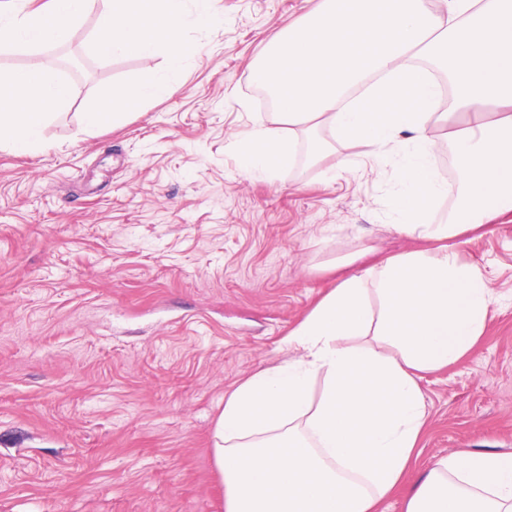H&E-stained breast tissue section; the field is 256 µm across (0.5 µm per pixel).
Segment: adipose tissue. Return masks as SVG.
<instances>
[{
  "instance_id": "1",
  "label": "adipose tissue",
  "mask_w": 512,
  "mask_h": 512,
  "mask_svg": "<svg viewBox=\"0 0 512 512\" xmlns=\"http://www.w3.org/2000/svg\"><path fill=\"white\" fill-rule=\"evenodd\" d=\"M320 0L275 34L252 81L281 119L237 134L238 163L271 178L308 155L359 160L337 144L365 146L390 168L392 228L437 250L386 257L344 275L289 335L296 355L255 372L224 397L213 460L224 512H378L411 467L425 424L424 374L459 362L483 336L493 291L462 262L453 239L512 211V0ZM94 0H52L48 11L13 0L0 13V44L35 49L65 41ZM211 0H110L94 52L143 57L165 50L164 72L112 89L83 114L85 128L119 122L170 96L193 54L187 22L209 24ZM71 103L49 69H0V146L27 153ZM448 125L460 177L458 207L440 224L448 194L433 166L434 129ZM406 512H512V454L459 451L433 461Z\"/></svg>"
}]
</instances>
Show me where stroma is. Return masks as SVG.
<instances>
[{
  "mask_svg": "<svg viewBox=\"0 0 512 512\" xmlns=\"http://www.w3.org/2000/svg\"><path fill=\"white\" fill-rule=\"evenodd\" d=\"M315 2L214 0L213 23L184 29L202 51L174 94L94 131L86 107L162 72L164 53H94L92 12L69 34L84 64L0 47V67L41 65L72 90L43 130L52 150L0 148V512H224L212 430L225 393L290 357L286 337L341 277L334 262L427 247L389 227V171L339 175L302 149L272 180L239 169L237 133L272 117L250 71ZM434 136L437 224L458 173L447 128ZM456 249L493 290L486 330L421 380L424 434L383 512H405L434 458L512 453V212Z\"/></svg>",
  "mask_w": 512,
  "mask_h": 512,
  "instance_id": "35a3bbf8",
  "label": "stroma"
}]
</instances>
